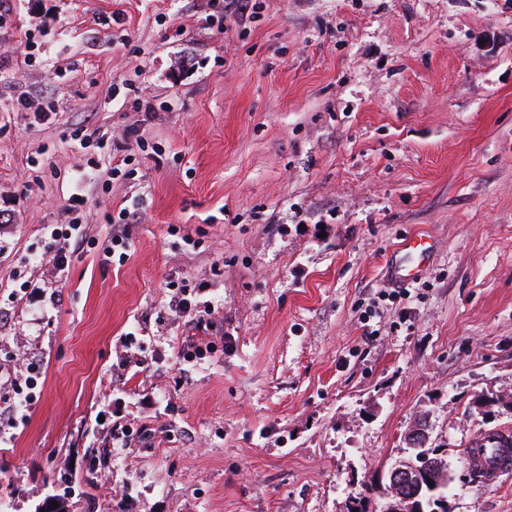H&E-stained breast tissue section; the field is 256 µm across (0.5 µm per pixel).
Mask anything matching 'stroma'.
I'll return each mask as SVG.
<instances>
[{"label":"stroma","instance_id":"1","mask_svg":"<svg viewBox=\"0 0 512 512\" xmlns=\"http://www.w3.org/2000/svg\"><path fill=\"white\" fill-rule=\"evenodd\" d=\"M5 9L0 380L24 348L44 383L0 443V512H49L58 474L111 444L116 397L143 434L76 512H378L423 414L450 512H512V475L463 460L512 432V0H256L236 23L224 0ZM131 131V174L108 176ZM75 193L92 245L59 281L36 257ZM138 197L127 258L101 264ZM416 234L433 256L402 289L387 262ZM183 278L214 328L171 310ZM481 393L503 407L479 413Z\"/></svg>","mask_w":512,"mask_h":512}]
</instances>
